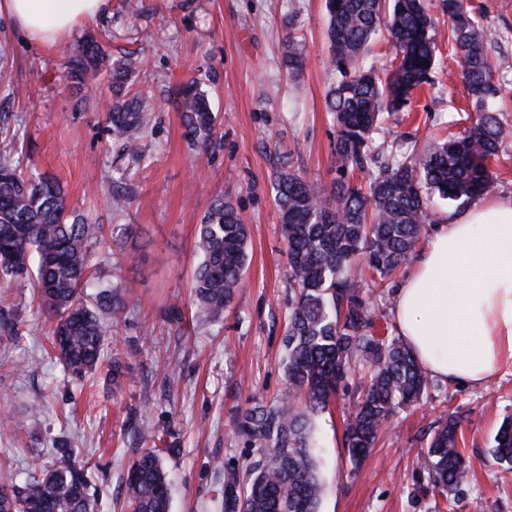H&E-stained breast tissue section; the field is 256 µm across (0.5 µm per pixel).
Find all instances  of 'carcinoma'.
I'll use <instances>...</instances> for the list:
<instances>
[{"label": "carcinoma", "instance_id": "carcinoma-1", "mask_svg": "<svg viewBox=\"0 0 512 512\" xmlns=\"http://www.w3.org/2000/svg\"><path fill=\"white\" fill-rule=\"evenodd\" d=\"M451 35L475 118L461 137L432 150L378 162L372 141L381 115L410 105L414 90L429 79L438 45L423 0H326L329 61L336 81L329 88L337 124L336 181L327 191L291 169L275 172V202L287 244L290 282L296 290L283 345L288 393L277 403L259 401L237 412L235 430L259 456L224 477V512H319L323 485L313 448V417L361 366L369 381L345 421V445L358 463L378 440L396 410L419 402L438 384L399 337L377 336L372 297L435 223L431 195L470 201L492 184L489 161L512 126L493 107L498 82L486 44L496 32L464 3L446 0ZM385 28L396 66L384 73L365 64L369 43ZM282 61L302 68L298 37L288 33ZM105 50L90 39L67 61L81 84L100 70ZM185 133L207 147L214 116L195 84L181 94ZM110 130L132 153L150 128L143 100L116 102ZM366 175L355 182L350 173ZM103 225L72 215L60 181L24 172L16 151H0V286L28 280L45 312L57 359L78 379L104 364L107 321L126 313L123 284L93 282L92 246ZM201 259L191 288L200 321L216 319L231 303L248 261V233L240 210L215 200L198 224ZM19 321L0 293V335L14 336ZM459 420L448 416L428 444V484L443 497L468 477L470 465L458 447ZM493 456L512 466V420L502 422ZM131 512H167L169 483L155 448H140L123 478ZM85 470L70 448H57L42 477L16 487L0 485V512H94Z\"/></svg>", "mask_w": 512, "mask_h": 512}]
</instances>
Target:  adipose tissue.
Listing matches in <instances>:
<instances>
[{
	"mask_svg": "<svg viewBox=\"0 0 512 512\" xmlns=\"http://www.w3.org/2000/svg\"><path fill=\"white\" fill-rule=\"evenodd\" d=\"M111 0H0L33 43L51 45ZM395 329L427 372L448 384L483 385L512 372V199L482 200L433 225L397 288Z\"/></svg>",
	"mask_w": 512,
	"mask_h": 512,
	"instance_id": "ef3b65f1",
	"label": "adipose tissue"
}]
</instances>
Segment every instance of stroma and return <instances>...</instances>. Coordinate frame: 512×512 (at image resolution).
I'll list each match as a JSON object with an SVG mask.
<instances>
[{"instance_id": "obj_1", "label": "stroma", "mask_w": 512, "mask_h": 512, "mask_svg": "<svg viewBox=\"0 0 512 512\" xmlns=\"http://www.w3.org/2000/svg\"><path fill=\"white\" fill-rule=\"evenodd\" d=\"M500 38L488 47L512 122V0H466ZM438 33V62L410 106L384 117L383 155L423 152L463 133L475 109L449 39L442 0H425ZM301 39L303 68L288 72L281 43ZM100 42L110 62L138 57L128 83L102 74L94 86L70 79L62 48ZM325 0H111L107 15L78 25L58 43L37 46L0 20V115L24 136L29 164L62 183L70 208L112 231L95 246L96 278L131 285L127 314L111 325L105 360L129 375L113 387L105 373L77 381L48 354V322L30 283L13 284L20 321L0 336V477L50 464L66 444L91 477L99 512H118L122 479L136 446L132 427L152 433L171 483L169 512H224V474L255 456L234 430L237 410L288 391L282 338L294 290L288 282L273 172L292 168L332 188L337 126L328 109ZM216 117L207 150L187 138L177 91L191 79ZM20 88L7 97L6 88ZM154 108L139 155L111 136L107 114L126 93ZM234 202L248 226L249 260L223 316L198 322L190 293L200 258L197 226L216 198ZM133 225L127 238L123 225ZM357 381L338 390L314 424L324 484L320 512H512V467L492 456L495 434L512 418V374L482 387L440 383L431 403L400 411L359 463L344 444L343 419ZM442 403L461 419L470 476L452 505L421 492L426 451Z\"/></svg>"}]
</instances>
